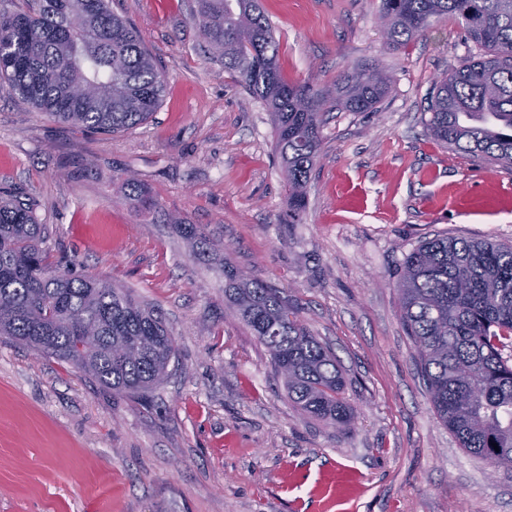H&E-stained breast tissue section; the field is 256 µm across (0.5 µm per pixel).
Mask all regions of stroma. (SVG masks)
<instances>
[{
    "label": "stroma",
    "instance_id": "obj_1",
    "mask_svg": "<svg viewBox=\"0 0 512 512\" xmlns=\"http://www.w3.org/2000/svg\"><path fill=\"white\" fill-rule=\"evenodd\" d=\"M262 4L288 82L393 75L377 111L326 114L300 223L268 112L203 53L197 0H110L166 82L144 124L88 132L0 92V183L33 196L51 262L159 308L176 346L168 378L128 396L0 337V512H512V468L490 471L437 418L395 291L424 240L512 245V169L425 132L436 82L476 48L452 17L389 44L381 0ZM179 221L204 228L209 261ZM224 261L279 288L335 354L349 430L291 402L226 316Z\"/></svg>",
    "mask_w": 512,
    "mask_h": 512
}]
</instances>
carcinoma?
Masks as SVG:
<instances>
[{
	"instance_id": "1",
	"label": "carcinoma",
	"mask_w": 512,
	"mask_h": 512,
	"mask_svg": "<svg viewBox=\"0 0 512 512\" xmlns=\"http://www.w3.org/2000/svg\"><path fill=\"white\" fill-rule=\"evenodd\" d=\"M208 54L233 71L270 115L288 191V223L307 206L323 114L367 112L387 95L382 68L345 73L333 88L281 75L261 0H199ZM454 17L480 53L436 84L428 136L458 153L512 167V0H381L393 43ZM79 85L82 95L70 89ZM74 127L120 133L146 122L165 80L140 35L109 0H25L0 12V90ZM197 256L206 236L176 225ZM224 303L266 347L288 398L310 417L348 428L352 409L336 356L306 329L282 292L224 264ZM429 400L467 453L512 466V245L436 237L408 254L397 284ZM0 336L80 369L113 392L138 395L168 375L174 341L161 312L93 276L51 269L34 200L0 188Z\"/></svg>"
}]
</instances>
